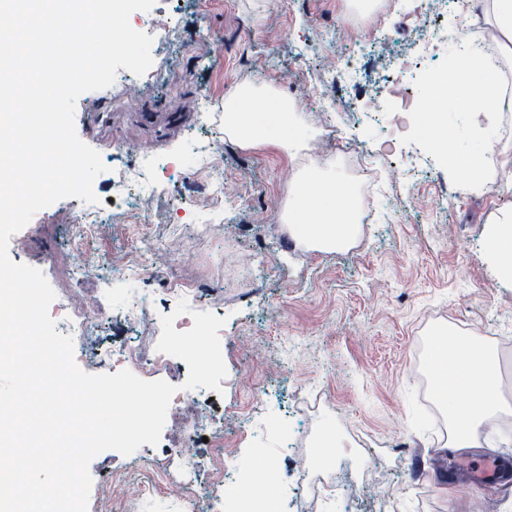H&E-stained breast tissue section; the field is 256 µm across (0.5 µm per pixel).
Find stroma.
I'll return each mask as SVG.
<instances>
[{
  "label": "stroma",
  "mask_w": 512,
  "mask_h": 512,
  "mask_svg": "<svg viewBox=\"0 0 512 512\" xmlns=\"http://www.w3.org/2000/svg\"><path fill=\"white\" fill-rule=\"evenodd\" d=\"M343 0H155L130 16L152 37L153 64L135 75L118 69L113 83L76 102L75 127L106 167L93 189L103 215L82 252L122 261L138 225L125 222L119 173L154 157L158 190L137 208L162 246L149 257L139 287L173 311L164 274L175 271L201 286L204 311L225 317L224 391L210 394L220 428L203 425L207 439L224 438V463L244 478L270 469L278 512H339L335 498L295 500L291 488L304 466L361 457L367 468L343 483L356 512H512V477L477 484L467 464L512 463V414L484 428L476 448L445 452L438 429L442 407H429L432 386L423 370L429 334L450 324L463 335L497 346L512 401V280L502 277L485 249L488 231L512 210V138L496 137L488 157L493 181L482 191L452 185L446 171L416 144L391 137L397 86L413 87L439 64L457 29L456 0H394L385 37L340 25ZM353 56L357 82L342 64ZM293 97L305 127L323 129L334 112H360L321 148L344 169L338 148L351 141L392 175L377 189L373 221L355 245L321 252L294 240L285 203L304 163L298 153L270 145L245 147L224 136V98L244 79ZM212 143L224 171V213L209 219L200 199L185 210L173 201L196 174V149ZM83 206L63 199L38 211L32 225L11 236L13 262L41 270L51 286H73L76 309L104 319L93 334L99 347L148 350L156 322L131 330L122 314L123 285L106 271L79 273L70 239ZM198 413L172 407L162 448L124 456L105 451L91 462L94 487L87 512H105L96 492L112 469L131 500L157 457L172 472L165 498L147 512H178L185 495L212 512L193 474L207 454L185 464L179 454ZM332 430L341 449L322 448Z\"/></svg>",
  "instance_id": "stroma-1"
}]
</instances>
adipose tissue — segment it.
I'll return each mask as SVG.
<instances>
[{"instance_id": "ef3b65f1", "label": "adipose tissue", "mask_w": 512, "mask_h": 512, "mask_svg": "<svg viewBox=\"0 0 512 512\" xmlns=\"http://www.w3.org/2000/svg\"><path fill=\"white\" fill-rule=\"evenodd\" d=\"M460 11L484 8L499 46L512 42V0H458ZM224 132L245 146L270 142L298 149L307 132L298 123L294 101L285 93L244 82L224 100ZM360 197L336 171L306 174L285 207L293 236L310 248H348L359 231ZM426 352V369L438 398L465 394L448 412V449L476 447L481 431L503 411V377L494 345L462 336L450 327Z\"/></svg>"}]
</instances>
